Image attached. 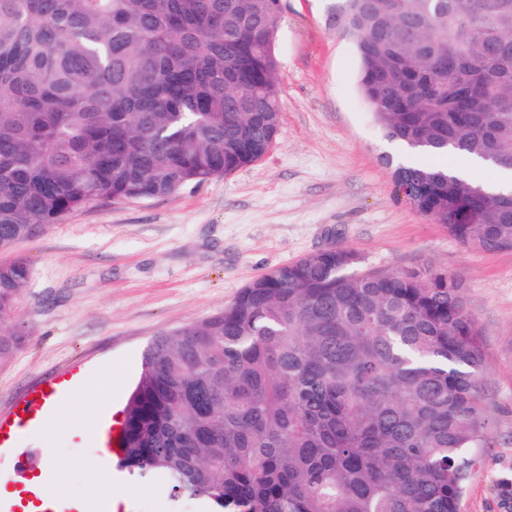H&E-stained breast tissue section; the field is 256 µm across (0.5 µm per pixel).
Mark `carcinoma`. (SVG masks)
Listing matches in <instances>:
<instances>
[{"instance_id": "1", "label": "carcinoma", "mask_w": 512, "mask_h": 512, "mask_svg": "<svg viewBox=\"0 0 512 512\" xmlns=\"http://www.w3.org/2000/svg\"><path fill=\"white\" fill-rule=\"evenodd\" d=\"M276 0H0V252L103 199L259 161L280 128ZM394 183L465 247L512 251V193L422 156L512 170V0H335ZM331 244L155 337L119 465L212 512H461L489 434L481 331L431 267L353 270ZM29 264L0 263V360Z\"/></svg>"}]
</instances>
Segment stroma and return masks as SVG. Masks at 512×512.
Wrapping results in <instances>:
<instances>
[{"label": "stroma", "instance_id": "stroma-1", "mask_svg": "<svg viewBox=\"0 0 512 512\" xmlns=\"http://www.w3.org/2000/svg\"><path fill=\"white\" fill-rule=\"evenodd\" d=\"M330 0H285L275 54L282 121L255 165L178 194L101 200L16 244L31 278L13 322L21 331L0 365V416L38 396L49 379H91L111 365L122 389L108 409L95 395L68 406L77 432L55 420L20 433L31 449L56 450L54 479L99 512L103 482L117 473L92 435L122 415L148 343L224 308L257 275L336 243L361 269L427 265L462 281L487 361L482 395L488 443L470 475L462 512H512V252L469 249L394 192L402 150L375 122L358 89L352 41L326 26ZM122 512H200L174 506L153 482L131 479Z\"/></svg>", "mask_w": 512, "mask_h": 512}]
</instances>
